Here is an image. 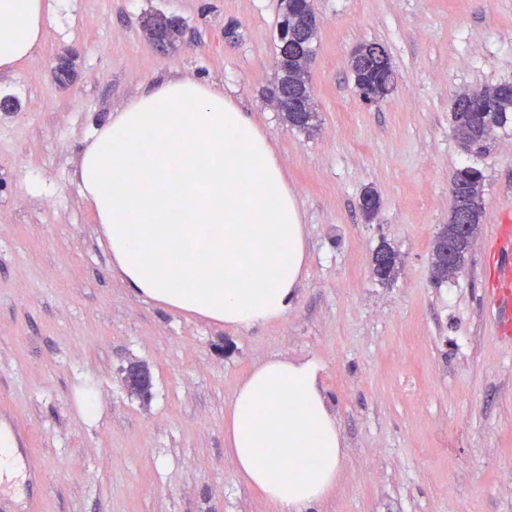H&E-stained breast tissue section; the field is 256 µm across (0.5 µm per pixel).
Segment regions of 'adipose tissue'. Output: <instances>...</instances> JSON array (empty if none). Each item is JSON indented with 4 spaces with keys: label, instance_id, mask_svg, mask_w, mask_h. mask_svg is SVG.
<instances>
[{
    "label": "adipose tissue",
    "instance_id": "adipose-tissue-1",
    "mask_svg": "<svg viewBox=\"0 0 512 512\" xmlns=\"http://www.w3.org/2000/svg\"><path fill=\"white\" fill-rule=\"evenodd\" d=\"M49 0H0V72L40 48ZM75 177L135 296L232 329L287 317L307 226L271 140L223 84L167 76L94 130ZM314 358L272 356L237 383L224 447L277 512H321L345 461Z\"/></svg>",
    "mask_w": 512,
    "mask_h": 512
}]
</instances>
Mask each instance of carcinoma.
I'll return each mask as SVG.
<instances>
[{
    "label": "carcinoma",
    "mask_w": 512,
    "mask_h": 512,
    "mask_svg": "<svg viewBox=\"0 0 512 512\" xmlns=\"http://www.w3.org/2000/svg\"><path fill=\"white\" fill-rule=\"evenodd\" d=\"M297 9L284 13L279 30V49L277 56V84L288 90V96L306 101L305 108L297 112L283 113L284 119L292 127L309 132L315 127L317 112L314 107L311 89H300L288 78L287 67L293 66V60L306 55H314L313 44L317 37L314 29H302L298 26ZM141 27L146 35L157 43L175 40V32L181 22L175 18L161 24L157 14L149 13L142 17ZM356 87L367 86L379 99L387 97L395 87L396 78L390 59L384 49L376 43L363 44V51L358 59L350 63ZM57 84L65 88L76 76L74 59L68 56L58 58L53 70ZM512 120V83L504 82L484 88L483 95L475 97L469 92L459 93L452 108L453 130L456 137H465L478 146L485 137L504 128ZM482 180L481 171L466 167L456 175V184L452 189L453 210L465 215L474 223H479L482 212ZM448 248V231L441 229L436 235L432 250V261L437 266L435 279H450L447 265L442 261V254ZM397 251L389 244H381L374 253L373 274L382 283L391 279L394 268L390 266Z\"/></svg>",
    "instance_id": "1"
}]
</instances>
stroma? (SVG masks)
<instances>
[{
    "label": "stroma",
    "mask_w": 512,
    "mask_h": 512,
    "mask_svg": "<svg viewBox=\"0 0 512 512\" xmlns=\"http://www.w3.org/2000/svg\"><path fill=\"white\" fill-rule=\"evenodd\" d=\"M309 79L317 127L269 101L279 0H53L39 51L0 76V423L44 463L42 482L0 487V512H275L235 474L224 413L262 359L317 358L346 459L322 512H512V335L492 294L512 250V126L481 152L452 131L454 96L512 82V0H314ZM182 20L158 52L143 14ZM374 42L396 74L366 103L349 54ZM76 55L68 88L58 54ZM223 83L272 140L308 226L309 262L287 319L235 331L132 295L75 179L92 130L154 79ZM483 175L480 234L463 270L430 273L451 183ZM380 206L365 219L359 199ZM58 205L47 209L46 198ZM401 259L381 283L372 257ZM145 365L148 393L124 370ZM92 385L100 417L76 397ZM395 256H399L397 251L387 243L381 244L374 253L373 274L381 283L389 281L394 275V269L389 263Z\"/></svg>",
    "instance_id": "stroma-1"
}]
</instances>
